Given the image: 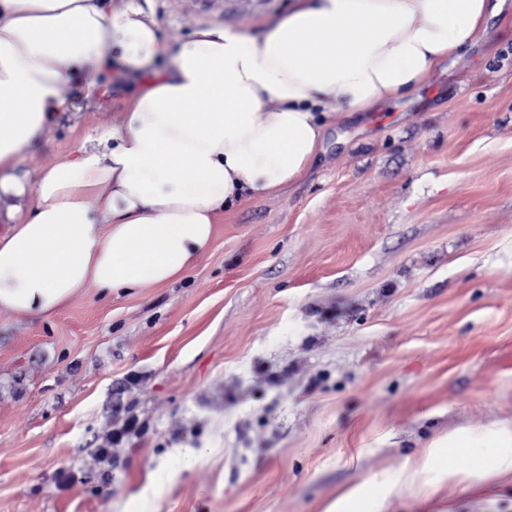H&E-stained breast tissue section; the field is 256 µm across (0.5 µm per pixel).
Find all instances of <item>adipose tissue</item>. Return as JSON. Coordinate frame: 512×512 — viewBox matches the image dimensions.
<instances>
[{
    "mask_svg": "<svg viewBox=\"0 0 512 512\" xmlns=\"http://www.w3.org/2000/svg\"><path fill=\"white\" fill-rule=\"evenodd\" d=\"M500 0H295L261 30L209 24L165 41L151 0H0V308L33 316L88 284L183 278L246 194L297 182L328 120L400 98L478 33ZM165 66H158V59ZM95 65L135 90L112 133L28 185L20 162ZM475 448L512 472V426L438 439L425 468Z\"/></svg>",
    "mask_w": 512,
    "mask_h": 512,
    "instance_id": "obj_1",
    "label": "adipose tissue"
}]
</instances>
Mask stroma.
<instances>
[{"label":"stroma","instance_id":"35a3bbf8","mask_svg":"<svg viewBox=\"0 0 512 512\" xmlns=\"http://www.w3.org/2000/svg\"><path fill=\"white\" fill-rule=\"evenodd\" d=\"M292 2L153 7L179 43ZM506 4L412 93L329 125L301 180L225 214L185 279L0 309V512H325L360 485L388 512H512L490 448L400 482L448 431L512 422ZM126 106L116 82L61 113L29 182ZM119 410L139 428L99 460Z\"/></svg>","mask_w":512,"mask_h":512}]
</instances>
